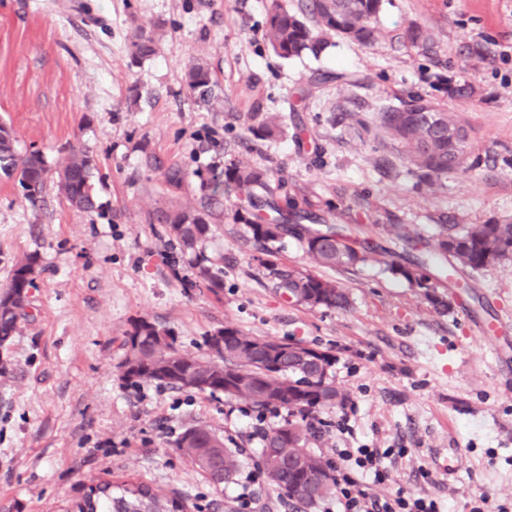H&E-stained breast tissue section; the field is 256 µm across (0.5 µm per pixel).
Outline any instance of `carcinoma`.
I'll return each mask as SVG.
<instances>
[{
    "label": "carcinoma",
    "instance_id": "carcinoma-1",
    "mask_svg": "<svg viewBox=\"0 0 512 512\" xmlns=\"http://www.w3.org/2000/svg\"><path fill=\"white\" fill-rule=\"evenodd\" d=\"M382 6L383 0H304L298 13L288 8L284 0H270L265 39L283 59L297 57L305 51L315 56L320 54L328 46L325 36L331 33L371 44L381 35L377 22ZM156 50L152 33L137 28L130 43L132 58L140 61L154 55ZM187 87L198 99L209 101L213 81L208 68L192 65ZM378 120L402 143L405 156L429 185L440 183L448 171L463 164L466 135L447 113H441L440 122L431 124L412 109L385 108L378 113ZM286 127L285 116L270 113L262 119L255 135L274 140L285 133ZM15 143L12 127L0 122V175L17 181L31 205L41 202L52 186L72 208L81 212L96 208L91 183L92 160L87 153L74 151L53 168L41 152L20 154ZM146 165L161 171L163 182L172 192L181 190L187 180V172L178 164L165 167L149 156ZM226 190H233L239 196L234 219L248 228L254 245L267 256L274 255L272 244L288 236L302 243L311 263L319 268H353L365 262L368 254L377 252L378 245L369 237L347 234L332 224L301 223L306 211L299 209L296 198L288 192V183L272 181L267 170L229 164L220 177L203 187L199 207L175 209L159 202L147 216L151 224L166 225L170 237L182 250L194 255L197 282L214 294L221 289V282L199 245L212 234L211 221L220 217L217 208ZM394 244L395 248L387 253L401 262L391 264L392 271L427 289L425 299L437 308L444 301L428 291L427 270L451 278L460 267L474 273L490 266L492 261L511 260L512 222L439 224L432 241L427 243L417 234L398 230L394 233ZM36 265L34 255L17 262L9 287L0 295V347L10 342L25 316ZM271 272L282 294L302 299L311 309L341 310L350 305L347 289L331 278L275 262L271 263ZM208 345L215 354L213 358L182 353L176 348L170 330L142 319L127 333L122 379L222 393L259 412L272 408L288 410V421L263 435L260 448L263 474L281 497L290 502L315 508L331 498L336 490L335 475L329 476L327 484L316 486L304 495L298 463L314 454L307 447L309 438L322 433L316 412L345 402V395L333 380H327L323 387L311 382L313 378H323L325 371L333 367L335 355L329 350L315 349L313 354L322 359L318 363L305 354L289 351L296 346L294 342L247 336L232 325L210 334ZM279 443L289 453L281 460L268 454V449ZM173 446L215 487L232 481L241 468L239 451L226 447L224 438L204 425L186 428L173 441ZM64 512H187V505L181 496L163 497L142 482L129 479L114 484L104 480L67 505Z\"/></svg>",
    "mask_w": 512,
    "mask_h": 512
}]
</instances>
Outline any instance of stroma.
I'll use <instances>...</instances> for the list:
<instances>
[{"mask_svg":"<svg viewBox=\"0 0 512 512\" xmlns=\"http://www.w3.org/2000/svg\"><path fill=\"white\" fill-rule=\"evenodd\" d=\"M268 0H0V122L19 151L49 163L71 148L96 164L97 210L67 206L49 191L32 207L0 178V291L15 263L38 258L29 316L0 375V512H62L100 480L133 478L183 492L191 512H294L263 480L256 411L224 395L122 379L125 337L156 322L177 348L209 357L208 336L231 324L257 337L331 351L344 407L319 413L327 431L308 446L390 449V479L369 484L384 498L436 501L438 512H512V260L474 274L465 288L431 274L445 304L388 268L376 253L358 267L325 270L350 293L345 310L311 309L281 297L244 224L235 192L204 243L223 287H195L190 258L147 220L155 201L195 203L202 185L236 162L266 169L317 204L327 223L367 225L389 245L399 224L430 238L450 224L512 220V0H384L371 45L343 38L317 56L283 59L264 39ZM152 29L155 55L132 60L135 25ZM427 47L404 39L409 25ZM207 66L215 96L186 84ZM328 74L321 88L308 79ZM469 84V98L453 94ZM420 97L467 132L461 167L432 190L411 173L400 144L379 126L380 108ZM302 120L292 133L257 139L265 113ZM181 165L169 192L147 156ZM203 424L244 466L216 490L173 440Z\"/></svg>","mask_w":512,"mask_h":512,"instance_id":"1","label":"stroma"}]
</instances>
